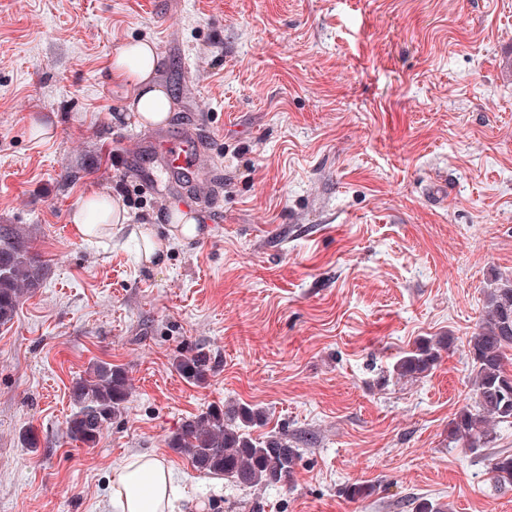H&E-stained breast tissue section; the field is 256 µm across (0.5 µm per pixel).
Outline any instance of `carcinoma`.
<instances>
[{"mask_svg":"<svg viewBox=\"0 0 512 512\" xmlns=\"http://www.w3.org/2000/svg\"><path fill=\"white\" fill-rule=\"evenodd\" d=\"M43 268L30 256L18 231L0 233V325L10 321L21 298L43 280ZM451 338L423 340L400 356L393 371L402 377L428 374L449 349ZM512 350V285L488 293L486 315L470 341L473 404L449 424L448 438L471 448L493 442L492 422L512 423V369L507 351ZM176 371L187 382L202 385L219 363L197 351L174 359ZM132 385L124 369L105 361L90 365L86 376L71 389L75 412L67 421L71 441L87 448L99 443L105 428L125 412ZM265 412L250 405H211L183 421L169 441L170 447L189 457L200 471L219 475L245 487L270 486L290 476L300 458L298 449L283 436L259 441L251 429L263 425ZM493 485H512V454L491 459Z\"/></svg>","mask_w":512,"mask_h":512,"instance_id":"cac0c4a2","label":"carcinoma"}]
</instances>
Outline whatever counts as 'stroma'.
Masks as SVG:
<instances>
[{"label": "stroma", "mask_w": 512, "mask_h": 512, "mask_svg": "<svg viewBox=\"0 0 512 512\" xmlns=\"http://www.w3.org/2000/svg\"><path fill=\"white\" fill-rule=\"evenodd\" d=\"M138 40L171 101L159 126L110 72ZM200 116L190 190L157 147ZM90 197L124 205L125 234L76 232ZM179 211L198 237L145 263L140 226ZM0 227L47 270L0 325V512H112L113 466L145 450L198 512H512L488 474L512 424L486 448L448 439L487 293L512 283V0H0ZM441 336L428 376L393 374ZM199 349L219 368L194 385L173 362ZM97 361L132 394L86 448L65 428ZM222 403L288 436L289 479L246 488L170 448Z\"/></svg>", "instance_id": "obj_1"}]
</instances>
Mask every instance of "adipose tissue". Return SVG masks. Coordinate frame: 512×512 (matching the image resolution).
<instances>
[{
	"mask_svg": "<svg viewBox=\"0 0 512 512\" xmlns=\"http://www.w3.org/2000/svg\"><path fill=\"white\" fill-rule=\"evenodd\" d=\"M157 67L156 53L146 42L127 47L112 62L113 76L136 88L132 108L147 125L164 123L169 114L170 100L153 82ZM71 221L82 238L91 240L122 231L127 217L119 201L104 204L89 198L72 213ZM174 478L172 466L162 457L148 453L125 457L112 470L113 512H171Z\"/></svg>",
	"mask_w": 512,
	"mask_h": 512,
	"instance_id": "obj_1",
	"label": "adipose tissue"
}]
</instances>
